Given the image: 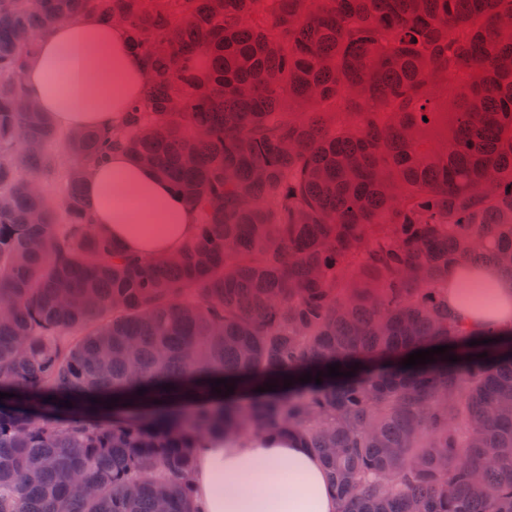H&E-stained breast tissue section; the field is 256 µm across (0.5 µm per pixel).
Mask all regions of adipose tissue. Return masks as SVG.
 <instances>
[{"label":"adipose tissue","instance_id":"obj_1","mask_svg":"<svg viewBox=\"0 0 512 512\" xmlns=\"http://www.w3.org/2000/svg\"><path fill=\"white\" fill-rule=\"evenodd\" d=\"M22 72L26 94L61 131L114 126L148 80L125 26L87 15L52 24ZM92 221L124 252L162 257L196 235L195 209L153 168L117 151L84 182ZM448 308L478 330L512 331V273L495 263L452 265ZM192 475L201 512H337L322 459L279 432L197 438Z\"/></svg>","mask_w":512,"mask_h":512}]
</instances>
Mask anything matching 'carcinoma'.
I'll list each match as a JSON object with an SVG mask.
<instances>
[{
  "instance_id": "cac0c4a2",
  "label": "carcinoma",
  "mask_w": 512,
  "mask_h": 512,
  "mask_svg": "<svg viewBox=\"0 0 512 512\" xmlns=\"http://www.w3.org/2000/svg\"><path fill=\"white\" fill-rule=\"evenodd\" d=\"M85 14L122 18L150 78L65 135L56 199L22 70ZM116 150L196 209L176 261L92 224ZM1 196L0 512H199L195 440L244 429L301 436L338 512H512V338L444 296L451 265L512 258V0H0Z\"/></svg>"
}]
</instances>
